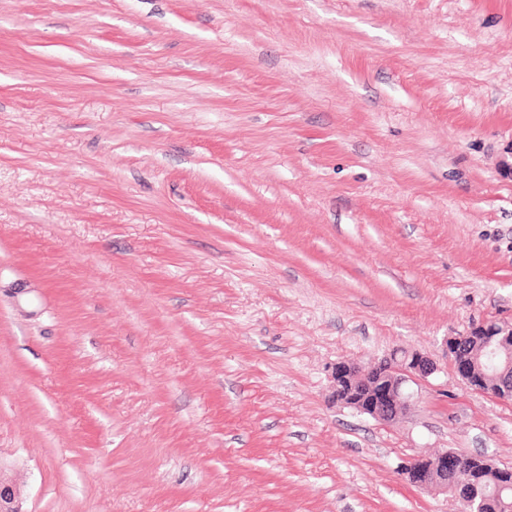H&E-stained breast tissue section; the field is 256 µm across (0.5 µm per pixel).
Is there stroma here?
<instances>
[{"label": "stroma", "instance_id": "1", "mask_svg": "<svg viewBox=\"0 0 512 512\" xmlns=\"http://www.w3.org/2000/svg\"><path fill=\"white\" fill-rule=\"evenodd\" d=\"M512 0H0V475L23 512H453L512 467ZM399 419L330 396L393 350ZM477 327L479 328L447 337L444 343L445 354L454 372L467 387L496 399L508 401L496 396L499 388L493 390L487 378H497L508 369L512 371V327L501 326L493 330H489L486 324ZM464 343L484 349L483 353L481 356H475L465 351L462 349ZM502 352L506 354L504 361L500 357ZM482 357L483 363L480 360ZM437 370L427 356L407 350L393 351L367 368L337 362L330 376L332 398L360 415L390 422L406 410L410 387H421ZM417 459H420V456L413 457L403 466L402 471L406 479L417 487H435L451 496L448 492V481L465 468V459L460 454L448 450L426 456L423 468L413 466ZM468 477H472V474L465 468L459 479L466 481Z\"/></svg>", "mask_w": 512, "mask_h": 512}]
</instances>
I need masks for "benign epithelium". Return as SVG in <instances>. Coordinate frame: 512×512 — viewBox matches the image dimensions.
<instances>
[{"label":"benign epithelium","instance_id":"benign-epithelium-1","mask_svg":"<svg viewBox=\"0 0 512 512\" xmlns=\"http://www.w3.org/2000/svg\"><path fill=\"white\" fill-rule=\"evenodd\" d=\"M445 354L454 372L469 388L496 396L488 380L512 370V327L493 330L485 324L445 340ZM437 371L436 365L420 352L396 350L378 363L361 368L347 362L336 363L331 372L333 400L360 415L380 422H390L407 408L411 386L421 384ZM425 466L415 467V459L403 466L406 479L417 487H435L448 492V481L465 468V459L453 451H438L424 458ZM502 476V468L485 458L481 477L464 494L451 497L464 512H481L484 506L479 486L488 471ZM12 487L0 480V512H21L15 505Z\"/></svg>","mask_w":512,"mask_h":512}]
</instances>
